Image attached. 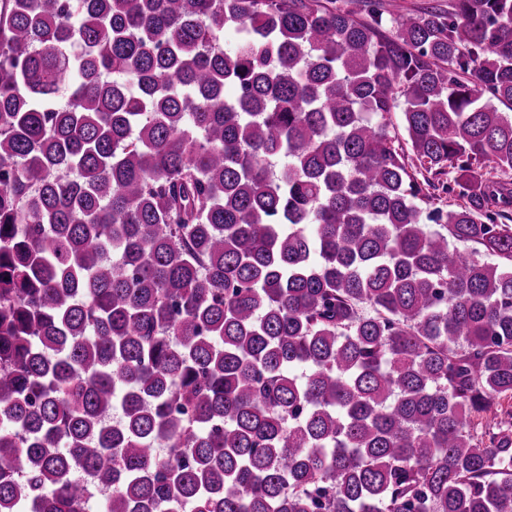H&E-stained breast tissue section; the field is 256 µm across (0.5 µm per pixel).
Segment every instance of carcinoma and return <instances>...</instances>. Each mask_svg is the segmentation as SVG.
I'll use <instances>...</instances> for the list:
<instances>
[{"label":"carcinoma","mask_w":512,"mask_h":512,"mask_svg":"<svg viewBox=\"0 0 512 512\" xmlns=\"http://www.w3.org/2000/svg\"><path fill=\"white\" fill-rule=\"evenodd\" d=\"M494 99L512 0H0V512H512Z\"/></svg>","instance_id":"1"}]
</instances>
